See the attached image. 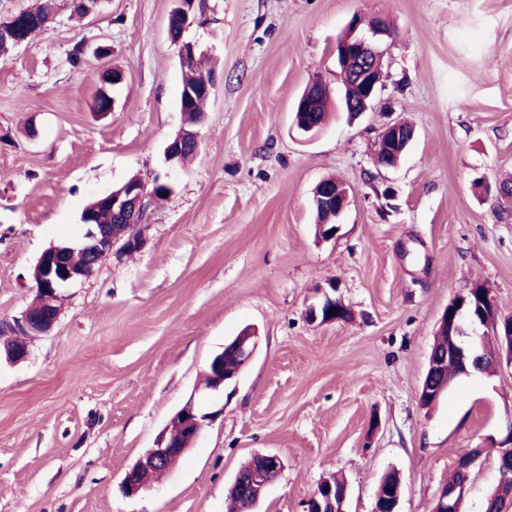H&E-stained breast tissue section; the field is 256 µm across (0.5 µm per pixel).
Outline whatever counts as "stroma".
Wrapping results in <instances>:
<instances>
[{"label": "stroma", "mask_w": 512, "mask_h": 512, "mask_svg": "<svg viewBox=\"0 0 512 512\" xmlns=\"http://www.w3.org/2000/svg\"><path fill=\"white\" fill-rule=\"evenodd\" d=\"M0 57V320L32 303L42 253L77 242L83 209L131 177L165 181L110 255L60 290V316L0 361V512H226L239 469L282 467L256 512H306L344 478L345 512H373L392 471L397 512H433L463 449H478L461 512H484L512 433V367L418 396L438 322L474 284L512 319V0H207L185 32L215 90L194 158L164 147L184 124L175 0H101ZM398 32L383 88L356 119L330 111L313 137L292 125L305 87L341 91L332 48L352 16ZM81 48L79 65L68 62ZM494 65H487V58ZM115 109L99 113L103 75ZM415 138L397 167L374 158L387 126ZM350 192L335 238L316 235L314 187ZM334 290L346 320L310 321ZM256 353L209 396L210 359L245 327ZM218 416L161 479L120 484L187 400Z\"/></svg>", "instance_id": "stroma-1"}]
</instances>
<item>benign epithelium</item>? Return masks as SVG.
I'll list each match as a JSON object with an SVG mask.
<instances>
[{
  "label": "benign epithelium",
  "mask_w": 512,
  "mask_h": 512,
  "mask_svg": "<svg viewBox=\"0 0 512 512\" xmlns=\"http://www.w3.org/2000/svg\"><path fill=\"white\" fill-rule=\"evenodd\" d=\"M178 6L172 19L179 21L178 27H169V36H177L182 39V33L192 24L190 10L194 0H177ZM348 37L346 41L336 44L334 55L336 68H341V62L351 53L358 55L365 62L371 59H383L388 52V42L393 40L390 32L382 27L367 29L363 27V21L358 16H353L347 25ZM379 92L378 82L371 77V71L363 68V71L351 76L345 83L343 93L344 108L360 115L369 109ZM294 112V128L302 135H314L322 126L310 123L304 117L306 105L297 102ZM388 137L386 152L376 155L377 165L392 168L398 165L400 157L412 142L415 136L414 129L407 123L397 121L385 130ZM191 144L199 147V133L196 131H180L164 148L167 161L177 162L184 146ZM151 197V191L144 182H126L110 192L108 199L112 206V215L126 219L129 224L119 227L115 224H93L90 221L88 210H83L81 222L85 224L84 245L80 248L83 257L81 265L76 266L65 260L69 249L53 246L40 256L33 268L32 276L37 284L38 297L25 310L21 318L14 322L0 321V332L18 333L23 336L33 337L47 334L60 314L59 290L66 284L92 274L100 262L112 252L122 253L139 246L140 240L134 232L132 222L143 215L146 199ZM313 204L316 206H336V214H341L349 205V191L343 185L331 188L323 183H318L313 191ZM454 306L453 319L443 315L440 327L447 330L449 337L464 336L466 329L463 319L468 314L463 311L465 305L464 296L460 295L450 301ZM344 306L341 301L331 297L329 293H323L322 301L317 305H311L308 316L311 320L333 322L342 320ZM508 342L512 348V333L507 336H491L483 342L480 350L471 352L465 348L454 345L448 347V353L432 351L429 357L428 368L422 383L419 395L421 407H433L440 397L443 389L438 386V375L448 363V354H453L460 362V372L484 371L487 366L499 365L502 361V353L491 352L492 346H502ZM257 348V336L247 330L224 344V351L214 355L208 366V375L212 378L209 388L219 391L225 385L235 381L243 368L252 359ZM235 358V368L228 370L224 366L225 355ZM210 414L201 413L195 406L194 399H189L169 420V424L178 425L183 429L184 437L175 441L169 436L170 429L165 428L159 434L155 447L151 448L139 459L127 472L122 482V489L128 496H134L150 486L147 474L162 466L173 455L182 456L190 451L199 437L204 422ZM281 462L275 455L264 456L263 470L258 473L236 475L232 484V490L242 492L248 488H256L262 482L263 472L271 474L279 473ZM467 483L460 482L456 485H444L438 493L442 512H459V505L466 491ZM346 500V492L336 493L332 486L321 485L308 501V512H335L336 500Z\"/></svg>",
  "instance_id": "7a95c632"
}]
</instances>
